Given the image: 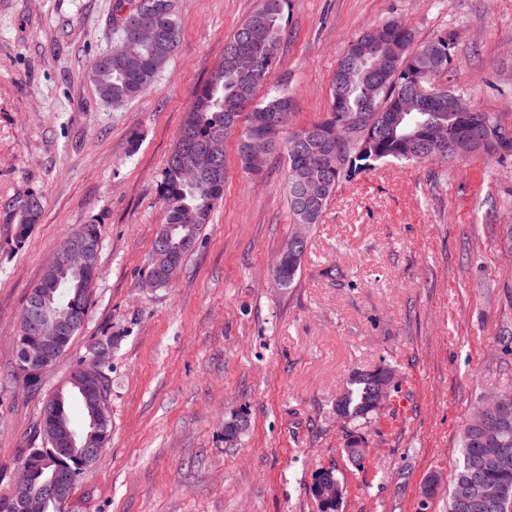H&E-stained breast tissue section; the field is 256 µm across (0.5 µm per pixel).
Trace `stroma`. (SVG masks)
Segmentation results:
<instances>
[{
  "instance_id": "1",
  "label": "stroma",
  "mask_w": 512,
  "mask_h": 512,
  "mask_svg": "<svg viewBox=\"0 0 512 512\" xmlns=\"http://www.w3.org/2000/svg\"><path fill=\"white\" fill-rule=\"evenodd\" d=\"M259 3L174 0L176 55L116 108L88 78L120 40L114 0H0V206L43 201L23 246L0 217V498L46 397L109 339L111 441L65 512H318L309 485L329 467L347 488L341 512H447L463 425L512 383V153L384 162L343 179L298 286L281 288L272 267L294 231L285 152L247 175L227 141L222 204L172 285L141 286L165 222L168 153ZM391 19L420 41L453 35L442 84L512 131V0H287L273 78L292 100L289 131L323 118L349 41ZM82 224L102 227L89 316L33 392L14 373L12 340L29 291ZM380 365L394 386L361 428L357 469L335 403L352 371ZM234 414L250 428L229 447ZM365 447L366 442L364 437L358 432H351L342 452L352 466L361 468V465L367 455V448Z\"/></svg>"
}]
</instances>
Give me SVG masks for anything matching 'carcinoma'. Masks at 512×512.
I'll use <instances>...</instances> for the list:
<instances>
[{
    "instance_id": "obj_1",
    "label": "carcinoma",
    "mask_w": 512,
    "mask_h": 512,
    "mask_svg": "<svg viewBox=\"0 0 512 512\" xmlns=\"http://www.w3.org/2000/svg\"><path fill=\"white\" fill-rule=\"evenodd\" d=\"M139 8L127 13L129 21H119L121 34L133 29L138 16L145 15L158 39L141 48L138 68L128 67L119 47L95 59L90 72L100 97L119 105L150 89L177 50L181 41V26L174 13L173 0H137ZM284 0H262L224 44V55L218 66L195 93L177 140L168 156L161 182V199L166 211V223L161 225L153 241L146 274L155 277L158 288L168 287L198 240L203 227L211 220L215 206L224 197L226 180L213 183L203 177L188 183L184 168L203 162L202 150L206 141L220 135L236 141L237 160L241 170L252 173L245 141L248 135L260 130L265 118L281 115L290 117V97L284 85L271 82L280 57ZM370 32L382 34V58L386 67L375 64L366 52L364 39ZM452 36L418 42L413 31L394 20L383 26L364 29L350 41L339 58L330 91L329 111L323 118L293 132L286 143L288 175L286 187L289 213L296 224L312 229L320 223L324 210L340 182L357 170L376 162L397 160L423 162L446 160L455 152L453 146L466 153L480 149L509 153L512 134L502 130L495 117L481 110L461 112L457 99L466 96L445 88L434 98L416 94V80H429L448 69ZM249 49L263 59L260 67L245 80L232 68L231 61L243 49ZM367 115V123L354 128L347 138L336 140V122L351 120L357 114ZM491 126L498 135L488 141L473 144L467 134ZM308 183L312 192L310 205L303 207L295 192L299 181ZM15 224V243H25L33 226L42 215L39 197L30 195L8 206ZM309 239L294 244L288 255L279 254L274 270L279 274L281 288H294L299 282L302 261ZM37 288L45 291V301L59 312L77 310L89 313L94 283L71 270H61L50 264ZM393 373L388 366L373 370L353 371L344 392L336 399L347 420L359 423L375 412L374 394L380 386L379 374ZM49 399L59 406L60 417L75 427L70 405L77 401L83 411L79 430H93L98 395H85L71 382L54 392ZM506 448L512 452V413L490 421L478 430L467 425L461 435V457L452 487L448 491V512H459L456 491L471 482L472 462L480 457L483 448ZM343 455L359 467L366 455L362 435L352 432L347 438ZM483 479L501 484L509 490L505 512H512V468L509 470L486 461ZM345 489L333 468L322 469L313 475L309 493L318 512H340L343 500L329 495L334 487Z\"/></svg>"
}]
</instances>
